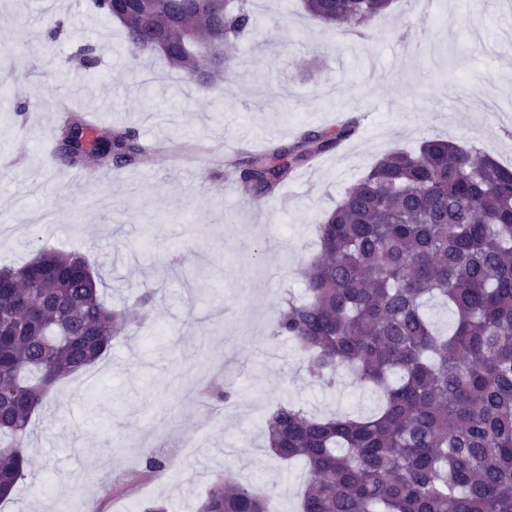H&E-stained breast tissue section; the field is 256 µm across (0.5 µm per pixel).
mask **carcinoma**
<instances>
[{
	"mask_svg": "<svg viewBox=\"0 0 512 512\" xmlns=\"http://www.w3.org/2000/svg\"><path fill=\"white\" fill-rule=\"evenodd\" d=\"M390 0H303L316 20L362 26ZM177 13L180 21L169 24ZM248 0H148L122 24L130 52L157 54L186 86L199 59L230 60L255 30ZM161 29L166 47L144 41ZM71 111L55 131L68 168H121L146 152L131 128L99 127ZM348 120L237 159L243 190L258 199L297 167L355 136ZM317 256L300 265L307 295L283 300L274 335L293 340L310 377L346 368L382 392L370 416L322 418L280 402L265 418L266 447L300 459L308 477L298 512H512V169L471 146L435 137L396 152L348 186L316 225ZM39 268H0V500L26 476L35 411L66 376L93 365L115 334L144 321L157 290L115 310L79 252L41 248ZM38 298L30 313L23 302ZM453 312L442 333L427 306ZM8 437L10 442L1 443ZM195 512H278L232 477Z\"/></svg>",
	"mask_w": 512,
	"mask_h": 512,
	"instance_id": "cac0c4a2",
	"label": "carcinoma"
}]
</instances>
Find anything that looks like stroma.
Here are the masks:
<instances>
[{
  "label": "stroma",
  "mask_w": 512,
  "mask_h": 512,
  "mask_svg": "<svg viewBox=\"0 0 512 512\" xmlns=\"http://www.w3.org/2000/svg\"><path fill=\"white\" fill-rule=\"evenodd\" d=\"M258 24L237 44L222 83L181 85L156 55L132 57L122 29L86 0H0V51L31 65L0 91V267L30 261L39 247L76 251L101 278L108 304L157 286L150 321L114 337L110 351L55 386L32 418L28 469L0 512H115L128 500L167 497L191 475L185 507L233 474L279 512H297L307 472L265 449V419L282 401L318 416L369 415L379 392L341 369L334 385L309 379L291 339L273 336L284 292L304 297L297 269L318 251L315 227L343 191L384 155L434 137L477 146L512 166V9L504 0H431L409 12L391 0L363 32L313 19L302 0H251ZM68 33L41 39L48 20ZM95 46L94 71L79 65ZM100 125L136 129L156 147L150 160L110 177L73 181L45 143L60 101ZM24 113H17L18 103ZM356 116L360 135L302 166L267 197L263 212L234 167L210 155L221 145L264 147L327 131ZM187 272H167L169 253ZM240 373L224 408L199 403L202 377L226 360ZM196 442L197 455L165 454ZM165 454L147 472L144 452Z\"/></svg>",
  "instance_id": "1"
}]
</instances>
